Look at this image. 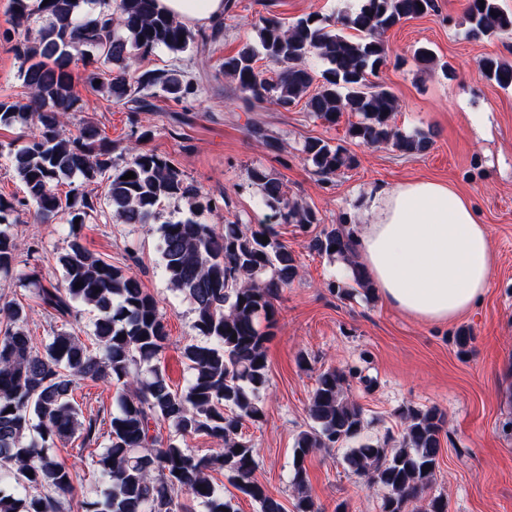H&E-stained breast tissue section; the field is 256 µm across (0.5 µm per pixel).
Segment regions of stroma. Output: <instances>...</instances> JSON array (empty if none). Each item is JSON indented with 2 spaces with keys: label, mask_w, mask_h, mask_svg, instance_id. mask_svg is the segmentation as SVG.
<instances>
[{
  "label": "stroma",
  "mask_w": 512,
  "mask_h": 512,
  "mask_svg": "<svg viewBox=\"0 0 512 512\" xmlns=\"http://www.w3.org/2000/svg\"><path fill=\"white\" fill-rule=\"evenodd\" d=\"M233 2L220 34L205 50L160 48L135 62L141 71H182L197 87L193 95L176 100L153 87L144 92L150 111L133 114L127 103L102 98L87 83L82 61H75L71 70L78 103L66 116L67 133L78 134L87 123L97 126L112 142V165L118 169L131 160L126 145L148 132L147 149L171 159L213 200L214 212L202 216L210 224L272 222V210L249 178L255 167L278 177L290 199L316 212L319 221L307 230L293 224L276 227L279 241L295 254L300 274L276 303L278 320L266 343L264 417L242 428L257 451V479L286 512L295 496L289 482L294 440L311 426L310 397L318 374L329 367L348 376L345 395L363 409L364 438L397 445L402 430L398 412L407 406H436L445 412L431 492L447 499L448 512H512V89L486 81L476 65L485 55L512 61V38L471 39L465 0H436L434 12L385 34L389 56L372 81L395 95V126L406 134L426 133L432 141L427 152L408 156L352 140L348 113L328 125L302 103L287 112L270 103L250 107L221 68L225 56L244 43L258 44L260 17L272 15L288 25L311 13L333 20L357 9L359 0ZM9 3L0 0V100L23 103L29 90L14 46L25 32L42 28L46 17L33 12L27 29L17 28ZM421 47L433 52L436 67L425 69L416 62L414 52ZM255 124L279 137L281 151H271L250 135ZM29 133L18 124L0 126V198L16 205L9 220L22 245L19 260L36 270L39 284L47 287L61 286L58 259L75 239L112 265L131 267L165 317L169 338L161 365L171 387H182L189 370L181 351L198 342L199 335L192 303L170 289L162 272L158 246L161 225L189 217L186 201L166 199L149 223L123 224L112 215L107 180L88 185L77 176L58 187L62 195L80 188L94 204L75 235L61 231L69 220L65 214L36 223L33 206L22 203L24 186L11 164ZM311 138L343 146L356 156L357 165L321 179L301 153ZM413 179L448 183L470 200L490 231L491 284L469 310L445 324L418 321L374 291L357 288L349 296L337 295L336 285L348 281L344 261L309 247L322 228L333 224L354 232L360 222L357 203L371 188ZM35 287L0 274V299L23 304L35 343L60 331L91 334L84 305H76L75 317L58 318L36 297ZM461 329L472 335L463 352L455 343ZM101 452V446L85 447L77 440L53 450L80 485L96 479ZM343 454L340 447L323 448L307 458L310 491L321 512H381L385 489L364 487L345 469Z\"/></svg>",
  "instance_id": "35a3bbf8"
}]
</instances>
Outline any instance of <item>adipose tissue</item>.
Here are the masks:
<instances>
[{
	"instance_id": "obj_1",
	"label": "adipose tissue",
	"mask_w": 512,
	"mask_h": 512,
	"mask_svg": "<svg viewBox=\"0 0 512 512\" xmlns=\"http://www.w3.org/2000/svg\"><path fill=\"white\" fill-rule=\"evenodd\" d=\"M196 27L224 16V0H157ZM357 261L393 307L430 323L468 310L490 286L489 231L448 185L419 180L368 191L354 237Z\"/></svg>"
}]
</instances>
